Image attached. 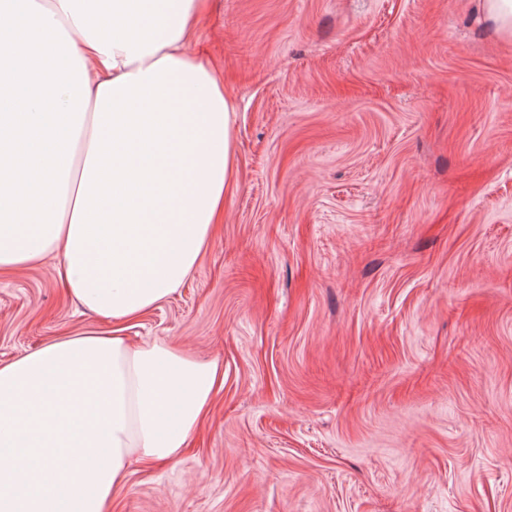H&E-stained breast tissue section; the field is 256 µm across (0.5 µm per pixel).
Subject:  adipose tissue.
Listing matches in <instances>:
<instances>
[{
    "mask_svg": "<svg viewBox=\"0 0 512 512\" xmlns=\"http://www.w3.org/2000/svg\"><path fill=\"white\" fill-rule=\"evenodd\" d=\"M204 0H0V271L59 252L119 324L174 293L224 217L234 103L185 51ZM222 375L90 330L0 363V512H106L177 458Z\"/></svg>",
    "mask_w": 512,
    "mask_h": 512,
    "instance_id": "1",
    "label": "adipose tissue"
}]
</instances>
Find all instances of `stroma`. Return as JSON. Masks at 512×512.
<instances>
[{"mask_svg": "<svg viewBox=\"0 0 512 512\" xmlns=\"http://www.w3.org/2000/svg\"><path fill=\"white\" fill-rule=\"evenodd\" d=\"M475 0H211L235 180L128 329L217 362L109 512H512V41ZM62 256L0 274V362L108 328Z\"/></svg>", "mask_w": 512, "mask_h": 512, "instance_id": "35a3bbf8", "label": "stroma"}]
</instances>
